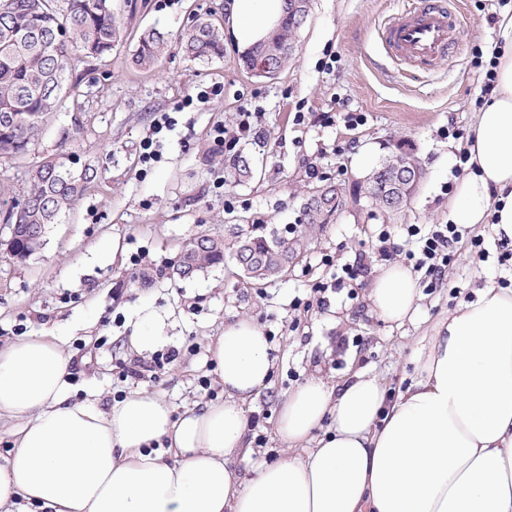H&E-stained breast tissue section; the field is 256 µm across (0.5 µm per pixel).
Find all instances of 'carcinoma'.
Wrapping results in <instances>:
<instances>
[{
  "label": "carcinoma",
  "mask_w": 512,
  "mask_h": 512,
  "mask_svg": "<svg viewBox=\"0 0 512 512\" xmlns=\"http://www.w3.org/2000/svg\"><path fill=\"white\" fill-rule=\"evenodd\" d=\"M0 0V157L23 156L38 139L45 119L58 109L67 72L77 53L104 57L123 37L112 12V0ZM308 4L289 3L280 27L267 39L244 51L242 63L252 71L256 62L268 61L279 73L285 69L295 45L294 36L303 23ZM193 60L209 62L224 57V30L211 15L198 17L181 43ZM168 49V39L158 30L143 31L136 45L134 64L149 71ZM96 178L93 169H75L56 159L36 164L27 171L28 187L21 212L8 213L6 223L21 224L10 242L9 253L19 259L42 245L46 226L72 210ZM342 207V195L329 183L311 192L304 203L307 223L325 224ZM202 254L187 253L173 276H195L224 262L225 252L242 257L248 277L282 276L302 254L304 236L279 234L265 224L243 228L233 224L221 240L200 237Z\"/></svg>",
  "instance_id": "obj_1"
}]
</instances>
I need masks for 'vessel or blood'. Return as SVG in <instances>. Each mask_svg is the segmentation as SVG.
Returning a JSON list of instances; mask_svg holds the SVG:
<instances>
[{
	"instance_id": "b4317fda",
	"label": "vessel or blood",
	"mask_w": 512,
	"mask_h": 512,
	"mask_svg": "<svg viewBox=\"0 0 512 512\" xmlns=\"http://www.w3.org/2000/svg\"><path fill=\"white\" fill-rule=\"evenodd\" d=\"M460 24L461 16L450 0H414L382 29L380 39L394 61L433 66L458 48Z\"/></svg>"
}]
</instances>
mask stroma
<instances>
[{"label":"stroma","instance_id":"1","mask_svg":"<svg viewBox=\"0 0 512 512\" xmlns=\"http://www.w3.org/2000/svg\"><path fill=\"white\" fill-rule=\"evenodd\" d=\"M224 2L112 0L126 29L123 40L106 57L81 58L29 154L0 160V182L17 201L34 162L53 158L97 171L74 209L47 226L39 251L20 262L0 250V345L34 333L62 337L74 400L92 390L106 409L144 388L180 412L223 400L208 348L225 323L254 318L271 338L274 367L247 414L252 450L232 464L236 476L248 478L280 456L274 428L289 389L317 372L334 383L358 371L393 388L408 383L414 352L450 310L478 288L512 280V266L498 261L492 225L479 224L468 234L482 239V249L458 244L439 285L420 288L413 320L384 322L368 299L379 268L406 261L401 252L390 260L378 253L381 230L401 245L408 225L448 221L451 187L464 175L460 156L484 103L478 91L484 71L475 56L496 48L505 7L500 0H460L463 49L426 73L395 64L379 36L412 0H310L295 55L276 78L265 79L243 66L232 39L224 41L223 58L209 63L191 61L180 48L193 17L224 18ZM147 28L167 34L172 47L144 72L132 57ZM215 84L221 96L184 106L186 97ZM243 107L253 111L264 137L224 155L211 132L234 126ZM299 111L301 123L294 119ZM325 112L334 114L333 124L322 123ZM350 113L361 115L359 125L347 126ZM163 115L171 126L154 131ZM149 136L161 158L146 168L140 143ZM397 145L419 160L424 175L406 207L387 211L365 196L367 175L353 156L368 148L379 161ZM236 155L252 160V179L236 180ZM312 165L318 177L308 176ZM329 182L341 190L342 210L313 233L301 259L277 281L248 279L230 259L191 279L171 278L184 244L196 236L221 238L232 224L304 227L307 195ZM360 253L365 276L356 287H333L335 268ZM326 255L333 266L323 265ZM319 281L332 285L325 305L293 309L292 300L309 297ZM148 309L162 317L165 340L140 353L129 338Z\"/></svg>","mask_w":512,"mask_h":512}]
</instances>
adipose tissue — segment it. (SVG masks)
I'll list each match as a JSON object with an SVG mask.
<instances>
[{
	"instance_id": "1",
	"label": "adipose tissue",
	"mask_w": 512,
	"mask_h": 512,
	"mask_svg": "<svg viewBox=\"0 0 512 512\" xmlns=\"http://www.w3.org/2000/svg\"><path fill=\"white\" fill-rule=\"evenodd\" d=\"M284 10L285 0H228V32L248 49ZM499 29L496 88L477 114L448 221L494 225L512 244V12ZM369 299L381 319L403 324L417 311V281L388 265ZM210 353L223 402L176 417L144 389L106 410L72 402L58 337L0 347V419L20 423L0 465V512L20 498L42 512H512V287L481 288L451 312L406 388L357 372L290 390L276 424L284 450L247 479L231 462L250 450L245 405L271 375L268 343L242 317Z\"/></svg>"
}]
</instances>
